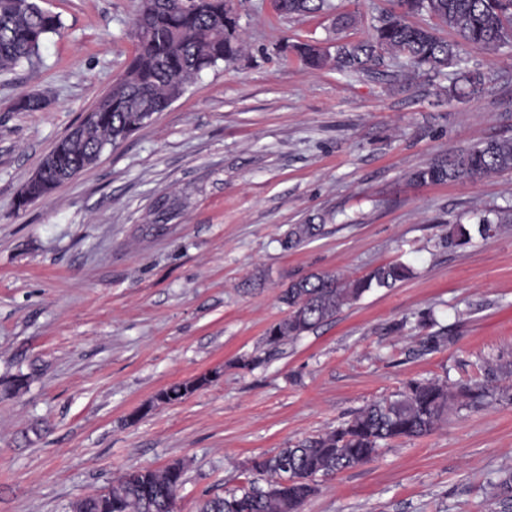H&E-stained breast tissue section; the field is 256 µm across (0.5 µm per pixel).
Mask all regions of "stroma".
<instances>
[{"mask_svg":"<svg viewBox=\"0 0 512 512\" xmlns=\"http://www.w3.org/2000/svg\"><path fill=\"white\" fill-rule=\"evenodd\" d=\"M60 15L39 60L0 74V512H70L136 469L185 467L177 512L240 488L250 461L336 428L412 380L459 388L501 365L512 387V231L448 246L452 224L512 206V173L420 185L441 156L512 134V48L467 49L489 83L449 100L383 58L346 76L275 52L283 38H365L390 0L284 18L240 0L243 50L49 198L17 208L54 144L136 47V0H38ZM41 94L37 112H14ZM175 202L174 216L157 213ZM325 232L286 250L293 224ZM411 276L314 331L264 343L282 290L314 272ZM437 338L434 349L422 346ZM222 375L183 401L163 389ZM23 375L26 387H10ZM512 402L452 409L431 434L320 478L304 512H498Z\"/></svg>","mask_w":512,"mask_h":512,"instance_id":"35a3bbf8","label":"stroma"}]
</instances>
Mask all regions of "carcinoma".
Segmentation results:
<instances>
[{
    "label": "carcinoma",
    "mask_w": 512,
    "mask_h": 512,
    "mask_svg": "<svg viewBox=\"0 0 512 512\" xmlns=\"http://www.w3.org/2000/svg\"><path fill=\"white\" fill-rule=\"evenodd\" d=\"M394 8L374 18L367 39L338 43L335 52L311 43L283 42L277 50L293 52L309 67L328 64L340 72H360L388 55L403 59L418 77H449L448 95L471 97L481 93L485 76L465 66L466 48L480 46L491 53L512 47V0H392ZM287 16L317 14L331 8L329 0H278ZM427 15L432 25L412 21ZM445 26L455 34L448 41L438 35ZM137 51L124 72L75 130L59 139L52 154L59 165L88 168L103 152L142 128L141 116L161 112L186 91L205 69L231 63L240 56L239 16L224 0H138L134 15ZM62 29L60 16L43 9L37 0H0V73H8L39 57L51 34ZM35 94L16 100V112L42 109ZM512 171V135L482 141L459 153L415 170L421 185L459 179L478 181ZM58 187L56 170L43 171L29 183L24 207L45 199ZM512 223V210L479 217L476 232L486 238ZM322 224H293L283 242L287 249L312 240ZM410 275L402 263H387L366 275L344 280L334 274L314 273L292 281L280 300L287 315L265 332L271 347L301 336L333 319L343 307L373 288H391ZM220 376L219 370L161 390L159 402L182 401ZM491 380L452 390L439 380L411 381L391 398L366 405L341 426L306 439L294 447L251 461L245 485L224 496L206 499L200 512H302L317 491V478L370 461L379 449L396 440L410 439L437 429L458 404H480L488 397ZM183 464L175 469H138L125 474L104 492L85 497V512H173V496L182 484ZM501 512H512V469L493 485Z\"/></svg>",
    "instance_id": "carcinoma-1"
}]
</instances>
